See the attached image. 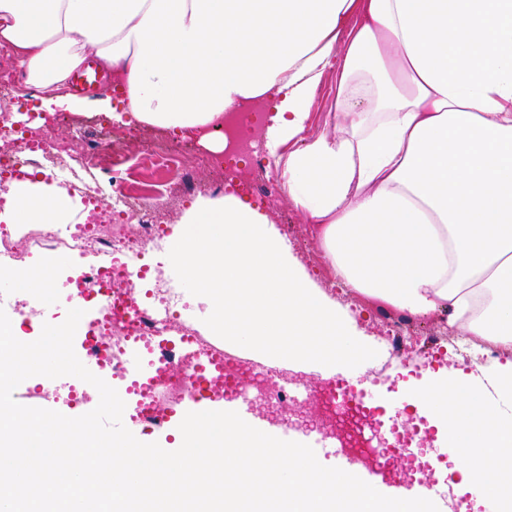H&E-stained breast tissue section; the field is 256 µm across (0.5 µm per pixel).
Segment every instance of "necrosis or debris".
Here are the masks:
<instances>
[{
  "mask_svg": "<svg viewBox=\"0 0 512 512\" xmlns=\"http://www.w3.org/2000/svg\"><path fill=\"white\" fill-rule=\"evenodd\" d=\"M215 125L230 128L224 138L226 156L247 158V168L222 169L203 178L182 171L174 199H216L236 182L249 185L261 199L278 193L280 186L270 176L273 161L262 148L259 113L240 109L232 124L219 119ZM75 153V142L51 138L39 127L16 134L8 114H0V181L28 167L47 169L60 175V187L85 202L76 223L30 225L25 233L29 246L23 251L12 225L1 224L0 260L25 269L39 253L63 250L75 259L78 273L64 282L67 299L94 308V317L80 320L78 328L89 337L102 375L123 386L131 398L129 422L144 429L159 427L188 404L218 401L243 386H259L271 405L294 404L297 383L284 378L280 369L240 355L189 319L174 316L180 295L171 279L153 274L150 264L164 252L166 224L159 209L129 197L117 167L112 170V200L103 202L100 183L74 172ZM149 276L152 287L144 295L134 293L131 279ZM363 393L361 384L331 378L319 398L326 411L340 405L382 429L381 440L367 454L380 467L393 469L404 439L425 440L426 423L420 419L408 425L385 418L362 405Z\"/></svg>",
  "mask_w": 512,
  "mask_h": 512,
  "instance_id": "necrosis-or-debris-1",
  "label": "necrosis or debris"
}]
</instances>
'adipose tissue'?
Masks as SVG:
<instances>
[{
  "mask_svg": "<svg viewBox=\"0 0 512 512\" xmlns=\"http://www.w3.org/2000/svg\"><path fill=\"white\" fill-rule=\"evenodd\" d=\"M0 46L48 107L74 110L70 73L94 54L126 88V119L195 131L272 96L266 144L293 205L319 230L344 285L460 333L512 347V0H0ZM360 75L372 111L304 148L316 85ZM7 224L66 218L56 184L13 183ZM481 383L437 381L411 396L442 422L476 501L512 512V362Z\"/></svg>",
  "mask_w": 512,
  "mask_h": 512,
  "instance_id": "ef3b65f1",
  "label": "adipose tissue"
}]
</instances>
